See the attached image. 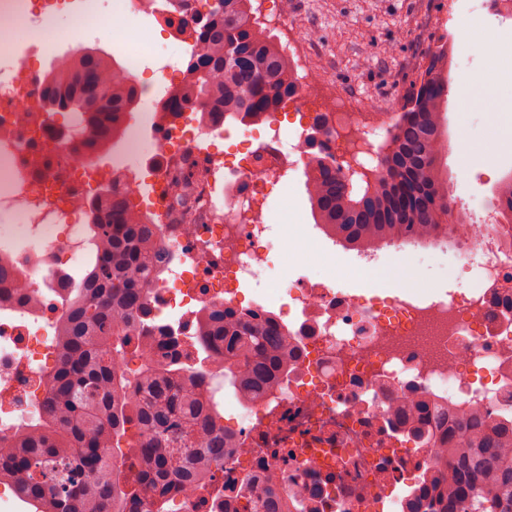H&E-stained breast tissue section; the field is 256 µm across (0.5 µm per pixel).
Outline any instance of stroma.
Here are the masks:
<instances>
[{"mask_svg":"<svg viewBox=\"0 0 512 512\" xmlns=\"http://www.w3.org/2000/svg\"><path fill=\"white\" fill-rule=\"evenodd\" d=\"M98 9L91 24L74 30L72 15L81 13L84 0H64L54 39L41 44L38 56L32 57L33 68H45L54 57L71 49L98 47L113 56L132 73L157 82L158 67L166 56V34L150 18L131 15L120 0H97ZM473 0H292L289 13L301 34H313L320 61L316 75L325 87L337 95L354 97L366 106L341 130L343 139H350L355 128L370 129V142L381 146L387 131L379 115L402 111L415 83L419 82L436 49V21L447 18L448 31L455 37L465 55L461 77L453 78V86L482 79L488 69H495L502 82L512 83V64L488 55L472 39L473 34L491 30L511 29L512 19L487 16L472 9ZM124 19L138 24L150 38L142 45L114 43L105 29L110 19ZM497 114H490L483 104L459 111L456 98H449L445 118L451 137L466 134L475 144L485 141L494 120H512V98L499 102ZM512 167V147L498 146L492 155L478 156L474 166L460 169L458 151L450 149L443 159L448 195L454 207L470 214L492 189L504 167ZM268 208L275 217L278 237H287L293 224L306 220L309 209L303 177L289 180L281 195L270 197ZM311 262L303 263L280 252L274 267L268 269L257 285L259 291L273 292L281 278L310 276L331 280L336 288L362 292L367 279H383L378 270L367 275L358 271L350 253L341 246L322 242L314 248ZM451 255L441 253L432 245L417 246L415 253L391 255L387 270L400 272L413 287L426 288L445 284L452 276Z\"/></svg>","mask_w":512,"mask_h":512,"instance_id":"obj_1","label":"stroma"}]
</instances>
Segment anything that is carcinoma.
Here are the masks:
<instances>
[{"mask_svg":"<svg viewBox=\"0 0 512 512\" xmlns=\"http://www.w3.org/2000/svg\"><path fill=\"white\" fill-rule=\"evenodd\" d=\"M180 3L187 71L202 76L175 89L162 111L206 112L217 123L271 112L295 96L288 56L252 18L250 0ZM54 67L44 112L66 113L90 152L118 140L139 106L129 72L102 51L67 53ZM450 84L448 59L436 51L390 133L392 175L373 176L361 192L353 176L342 181L326 163L307 178L314 223L337 244L365 249L453 234L438 221L449 205L439 144ZM135 199L132 185L114 184L89 203L96 253L75 293L62 298L64 347L41 404L44 424L0 455V481L16 480L35 512H171L184 490L203 499L224 492L211 469L238 444L219 426L220 409L195 389L177 333L151 314L149 285L169 254ZM134 337L150 341V352L131 376L117 362L138 351ZM202 349L222 355L224 378L243 398L272 391L288 374L287 333L269 317L215 309ZM394 417L407 436L448 448L420 479L410 512H512V418L492 422L435 405L401 406ZM114 456L123 459L120 471ZM240 494L242 512H301L286 489L256 497L247 479Z\"/></svg>","mask_w":512,"mask_h":512,"instance_id":"1","label":"carcinoma"}]
</instances>
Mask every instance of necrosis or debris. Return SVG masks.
Here are the masks:
<instances>
[{
  "label": "necrosis or debris",
  "mask_w": 512,
  "mask_h": 512,
  "mask_svg": "<svg viewBox=\"0 0 512 512\" xmlns=\"http://www.w3.org/2000/svg\"><path fill=\"white\" fill-rule=\"evenodd\" d=\"M56 0H0V260L36 302L0 286V442L41 423L58 362L59 298L94 248L90 198L112 170L44 118L51 69L22 62L12 22L41 23ZM308 113L265 114L262 128L187 122L173 114L152 142L132 128L120 141L131 183L149 178L144 213L159 227L170 265L151 285V309L178 332L183 360L200 365L199 389L224 401L221 362L199 364L201 319L212 309L256 310L288 333V376L243 404L230 427L241 446L216 476L221 500L177 498V512H240L238 488L300 490L305 512H401L439 453L393 434V406L428 400L473 412L512 414V248L499 231L500 199L464 221L455 242L456 287H389L348 294L297 277L275 295L244 296L270 267L274 226L267 201L288 170L319 158Z\"/></svg>",
  "instance_id": "1"
}]
</instances>
